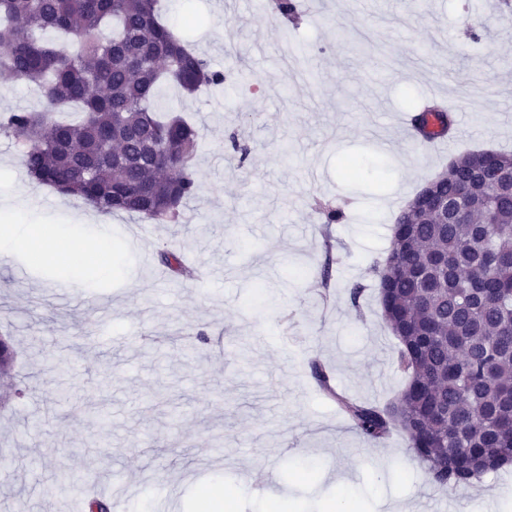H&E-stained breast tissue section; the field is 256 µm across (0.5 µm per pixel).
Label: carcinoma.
<instances>
[{
  "label": "carcinoma",
  "instance_id": "cac0c4a2",
  "mask_svg": "<svg viewBox=\"0 0 512 512\" xmlns=\"http://www.w3.org/2000/svg\"><path fill=\"white\" fill-rule=\"evenodd\" d=\"M0 76L40 94V110L0 124L23 138L32 179L100 212L158 224L177 220L196 195L198 130L162 111L158 97L165 85L192 96L227 77L162 21L161 0H0ZM67 110L78 118H56ZM431 114L440 134L453 126L428 103L413 117L424 139ZM492 164L511 167L512 154L470 151L451 162L437 180L465 216L445 224L410 200L400 213L407 223L393 226L385 262L373 268L407 376L399 414L391 402L334 391L326 369L312 364L354 429L371 440L402 431L442 486H469L488 473L469 470L471 457L498 458L495 471L512 452V193L465 186L468 173ZM161 261L192 276L173 252Z\"/></svg>",
  "mask_w": 512,
  "mask_h": 512
}]
</instances>
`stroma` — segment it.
<instances>
[{
  "mask_svg": "<svg viewBox=\"0 0 512 512\" xmlns=\"http://www.w3.org/2000/svg\"><path fill=\"white\" fill-rule=\"evenodd\" d=\"M164 3L168 25L233 78L194 97L165 89L199 127V190L174 223L112 214L119 252L106 277L0 254V335L15 350L0 377V512L19 496L25 512H79L76 490L117 480L121 512H157L171 486L178 512H223L204 508L205 490L238 512H478L491 501L512 512V467L444 490L405 434L368 440L311 374L321 363L362 402L400 395L399 343L371 268L403 207L454 157L512 151V12L480 0H319L290 25L312 48L291 69L251 0ZM432 99L467 114L443 150L398 133L400 117ZM233 137L250 146L246 161ZM20 148L0 131V199L32 186L33 223L95 216L34 184ZM346 158L355 176L343 175ZM324 208L339 221L323 223ZM164 250L210 279L176 277Z\"/></svg>",
  "mask_w": 512,
  "mask_h": 512,
  "instance_id": "35a3bbf8",
  "label": "stroma"
}]
</instances>
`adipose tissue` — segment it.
I'll return each mask as SVG.
<instances>
[{
	"instance_id": "1",
	"label": "adipose tissue",
	"mask_w": 512,
	"mask_h": 512,
	"mask_svg": "<svg viewBox=\"0 0 512 512\" xmlns=\"http://www.w3.org/2000/svg\"><path fill=\"white\" fill-rule=\"evenodd\" d=\"M111 231L107 217L101 216L83 235L70 239L62 229L30 223L25 208L13 204L0 207V248L24 250L44 260L101 265Z\"/></svg>"
}]
</instances>
